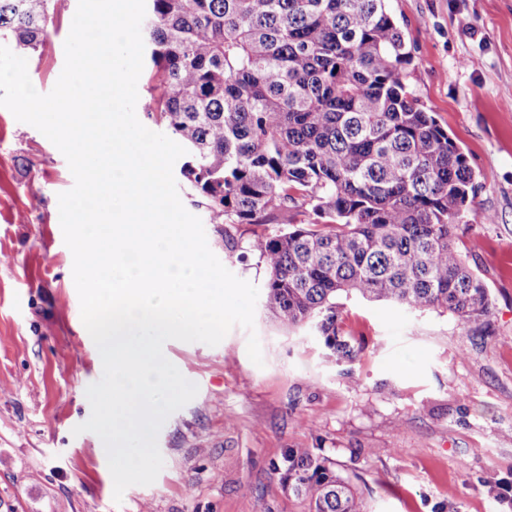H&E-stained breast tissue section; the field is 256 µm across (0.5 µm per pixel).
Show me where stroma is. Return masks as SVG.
Wrapping results in <instances>:
<instances>
[{
  "label": "stroma",
  "mask_w": 512,
  "mask_h": 512,
  "mask_svg": "<svg viewBox=\"0 0 512 512\" xmlns=\"http://www.w3.org/2000/svg\"><path fill=\"white\" fill-rule=\"evenodd\" d=\"M77 5L54 0L50 37L26 56L39 93L63 70ZM387 6L411 52L410 90L467 155L480 184L474 212L495 217L460 225L455 240L490 292L485 335L446 312L351 296L339 300L361 347L351 363L261 307L254 331L234 327L217 346L167 341L198 394L159 430L155 482L115 502L102 440L73 432L103 373L59 221L58 196L74 178L48 138L0 107V512H306L273 471L291 448L328 457L365 512H512V0ZM177 186L206 221L185 179ZM204 230L230 272L264 288L252 243L277 225H238L232 252L223 225ZM252 333L260 367L247 354Z\"/></svg>",
  "instance_id": "35a3bbf8"
}]
</instances>
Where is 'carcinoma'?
<instances>
[{
  "instance_id": "carcinoma-1",
  "label": "carcinoma",
  "mask_w": 512,
  "mask_h": 512,
  "mask_svg": "<svg viewBox=\"0 0 512 512\" xmlns=\"http://www.w3.org/2000/svg\"><path fill=\"white\" fill-rule=\"evenodd\" d=\"M53 0H0V41L44 45ZM153 105L189 155L182 169L233 250L238 224H282L252 248L264 306L285 329L314 323L338 360L345 295L489 324L484 281L457 250L480 184L456 142L408 90L411 53L386 0H147ZM303 213L306 222L296 215ZM307 512H363L311 448L280 477Z\"/></svg>"
}]
</instances>
